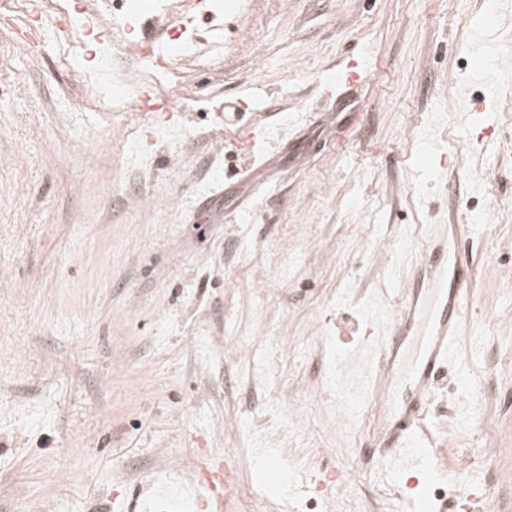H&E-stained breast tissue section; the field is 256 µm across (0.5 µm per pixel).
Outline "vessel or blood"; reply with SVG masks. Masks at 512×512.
I'll use <instances>...</instances> for the list:
<instances>
[{"mask_svg":"<svg viewBox=\"0 0 512 512\" xmlns=\"http://www.w3.org/2000/svg\"><path fill=\"white\" fill-rule=\"evenodd\" d=\"M470 224H430L418 262L394 300L386 334L375 348L364 391L375 408L371 450L399 479H432L437 467L423 440V422L438 383L455 358L458 329L471 303L472 266L466 257Z\"/></svg>","mask_w":512,"mask_h":512,"instance_id":"obj_1","label":"vessel or blood"}]
</instances>
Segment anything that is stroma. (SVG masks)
<instances>
[{"label": "stroma", "mask_w": 512, "mask_h": 512, "mask_svg": "<svg viewBox=\"0 0 512 512\" xmlns=\"http://www.w3.org/2000/svg\"><path fill=\"white\" fill-rule=\"evenodd\" d=\"M166 2L145 0L149 36L190 45L158 71L124 53L133 17L110 0L59 5L101 39L42 33L18 54L32 17L0 0V512H152L170 482L200 512L187 478L213 460L237 469L224 512H308L312 493L255 484L257 431L282 467L344 471L348 512L385 493L403 512L365 462L369 416L338 430L327 377L340 364L367 383L370 356L336 345V319L391 310L415 256L402 239L467 216L472 306L427 426L443 472L485 458L490 512H512V121L469 50L480 30L512 54V0L492 16L487 0ZM107 45L119 94L85 105ZM352 56L358 80L331 88ZM142 87L180 136L140 166L125 142L147 126ZM425 128L463 164L425 165ZM283 410L302 442L270 433Z\"/></svg>", "instance_id": "obj_1"}]
</instances>
